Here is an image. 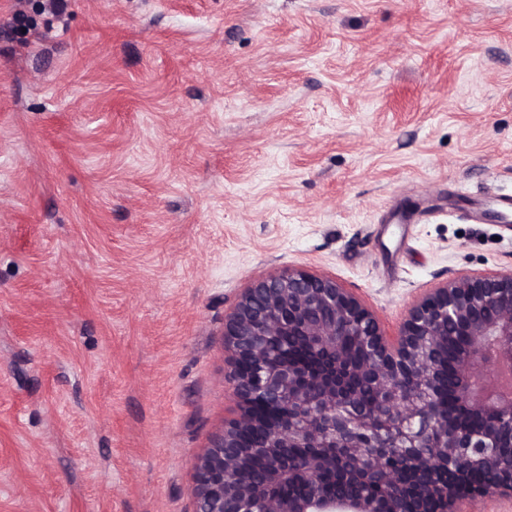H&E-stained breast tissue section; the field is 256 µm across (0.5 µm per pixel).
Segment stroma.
<instances>
[{
	"label": "stroma",
	"mask_w": 512,
	"mask_h": 512,
	"mask_svg": "<svg viewBox=\"0 0 512 512\" xmlns=\"http://www.w3.org/2000/svg\"><path fill=\"white\" fill-rule=\"evenodd\" d=\"M0 0V512H192L224 318L325 276L396 335L512 268V0Z\"/></svg>",
	"instance_id": "stroma-1"
}]
</instances>
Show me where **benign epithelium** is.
Segmentation results:
<instances>
[{
	"label": "benign epithelium",
	"instance_id": "1",
	"mask_svg": "<svg viewBox=\"0 0 512 512\" xmlns=\"http://www.w3.org/2000/svg\"><path fill=\"white\" fill-rule=\"evenodd\" d=\"M467 336L456 359L460 403L486 426L452 421L429 396L439 383L448 337ZM281 340L303 351L288 356ZM227 380L238 414L195 464L193 512H403L415 498L430 512H468L477 502L512 496V269L448 281L411 306L398 336L335 281L288 269L253 282L224 320ZM251 364L248 372L241 362ZM377 399L367 403L362 390ZM285 411L270 424L253 415L256 400ZM247 431L261 444L242 445ZM261 451L260 472L247 468ZM473 471L491 481L460 491ZM356 488L341 495L324 474ZM300 481L309 492L284 498L278 489Z\"/></svg>",
	"mask_w": 512,
	"mask_h": 512
}]
</instances>
